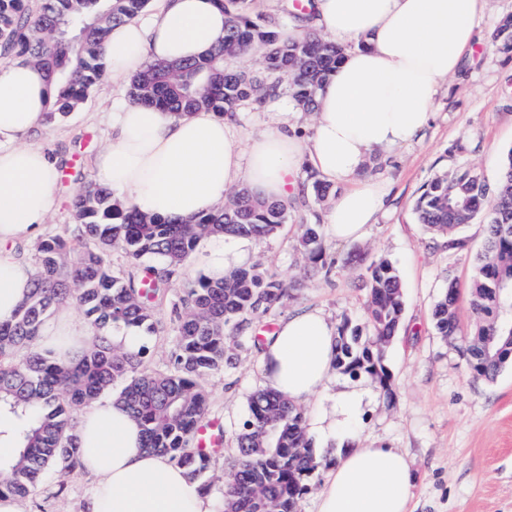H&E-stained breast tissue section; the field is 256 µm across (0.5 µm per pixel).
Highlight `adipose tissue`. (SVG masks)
<instances>
[{"label": "adipose tissue", "mask_w": 512, "mask_h": 512, "mask_svg": "<svg viewBox=\"0 0 512 512\" xmlns=\"http://www.w3.org/2000/svg\"><path fill=\"white\" fill-rule=\"evenodd\" d=\"M151 12L113 27L106 59L113 75L133 78L148 62L193 61L224 38L214 0H155ZM484 0H314L313 25L349 45L317 97L310 137L280 123L242 141L231 119L207 109L181 116L127 104L112 114V135L93 172L123 204L149 215L191 220L223 206L245 183L268 201L297 196L296 173L309 165L343 190L323 231L337 242L363 237L385 204V184L361 178L373 150L391 153L427 129L443 79L458 73L476 38ZM44 72L21 61L0 65V323L10 322L35 270L13 244L36 239L58 207L60 164L24 139L45 124ZM253 243L213 234L195 264L211 281L250 262ZM88 346L93 333L69 308L40 330L42 349L63 356L58 339ZM336 330L319 310L297 312L260 350L264 389L298 403L321 391L335 367ZM365 390L340 393L312 418L310 433L335 436L360 419ZM79 463L96 483L86 512H220L221 504L168 457L142 447L141 429L113 400L85 407L77 426ZM414 474L394 448H350L330 471L318 512H408Z\"/></svg>", "instance_id": "1"}]
</instances>
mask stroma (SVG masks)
Segmentation results:
<instances>
[{"label":"stroma","mask_w":512,"mask_h":512,"mask_svg":"<svg viewBox=\"0 0 512 512\" xmlns=\"http://www.w3.org/2000/svg\"><path fill=\"white\" fill-rule=\"evenodd\" d=\"M510 15L512 0H485L476 19L478 42L462 72L441 82L428 129L394 154H371L361 176L388 187L386 206L362 240L323 238L330 273L315 270L296 246L302 225L322 222L329 208L311 190L288 201V222L276 237L254 245L253 260L264 262L293 294L268 316L271 324L318 309L333 325L347 320L369 335L360 287L366 265L384 258L398 269L405 310L402 330L386 351L390 391L370 377L355 380L339 372L300 408L309 418L330 407L351 381L367 388L371 401L353 427L354 444L407 454L415 475L408 512H512V363L494 379L472 377L462 343L475 330L467 287L485 226L478 220L465 225L461 233L467 248L453 255L430 247L412 210L423 185L438 174L467 167L496 184L502 161L512 151V53L499 50L493 34ZM128 87V81L106 79L77 111L33 137V144L61 159L59 206L46 219L43 238L72 235L76 221L68 201L93 179L92 160L112 133V105L127 101ZM452 278L461 287L457 340L440 336L432 318ZM206 385L209 416L224 426V450L212 467L210 488L218 496L220 478L237 455L235 435L247 417L248 398L261 386L257 351L242 352L236 368L213 374ZM93 485V477L78 468L50 477L26 496L28 512H83Z\"/></svg>","instance_id":"35a3bbf8"}]
</instances>
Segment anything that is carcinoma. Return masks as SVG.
I'll return each mask as SVG.
<instances>
[{
	"mask_svg": "<svg viewBox=\"0 0 512 512\" xmlns=\"http://www.w3.org/2000/svg\"><path fill=\"white\" fill-rule=\"evenodd\" d=\"M149 0H0V59L42 68L51 86L46 122L78 110L107 75L105 48L112 26L138 17ZM248 0H216L226 16L224 40L198 61L152 62L131 80L133 104L155 105L176 115L206 107L232 117L246 102L261 103L290 93L306 110L335 71L345 48L323 40L308 26L288 40L279 17L255 13ZM512 51V18L493 36ZM248 52L260 54L257 72L232 70L226 62ZM78 224L72 238L54 236L36 248L37 276L14 320L0 324V418L18 441L16 454L0 458V494L25 496L46 476L79 466L76 411L112 393L142 427L143 448L160 453L199 480L222 453L223 428L207 420L205 379L236 367L240 352L259 349L255 321L290 298L289 288L261 263L236 269L224 280H200L175 300L173 283L200 241L214 233L262 240L278 234L288 208L249 189L234 192L224 209L192 221L160 219L123 209L112 191L88 181L71 198ZM414 211L432 243L450 253L466 249L460 227L483 219L486 239L469 283L470 304L479 318L466 337L467 369L491 380L512 361V294L499 289L512 282V151L504 160L495 199L472 169L433 177ZM322 227L301 225L298 244L307 258L330 273L323 261ZM132 261L153 259L142 273L112 270L111 250ZM443 293L433 319L438 333H458V282ZM365 320L372 335L361 336L348 323L337 328L336 367L366 374L388 391L391 375L386 348L403 320L402 283L384 259L371 262L362 280ZM74 303L93 329L91 347L63 360L42 350L39 332L55 309ZM166 307L178 342L170 369L147 368V348L127 353L112 345L110 333L137 328L158 331L156 313ZM498 337L500 353L484 354V341ZM237 459L224 480V512H299L306 480L321 466L314 455L302 411L287 398L259 389L248 400V416L236 437Z\"/></svg>",
	"mask_w": 512,
	"mask_h": 512,
	"instance_id": "carcinoma-1",
	"label": "carcinoma"
}]
</instances>
